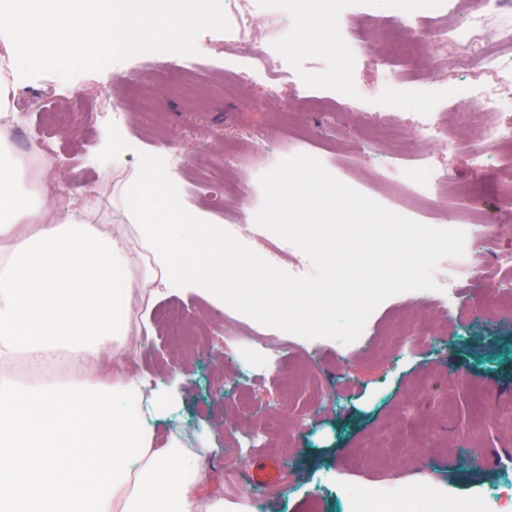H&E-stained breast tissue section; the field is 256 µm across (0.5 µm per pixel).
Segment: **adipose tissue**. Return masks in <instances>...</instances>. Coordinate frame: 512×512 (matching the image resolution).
Masks as SVG:
<instances>
[{
	"mask_svg": "<svg viewBox=\"0 0 512 512\" xmlns=\"http://www.w3.org/2000/svg\"><path fill=\"white\" fill-rule=\"evenodd\" d=\"M84 0H0V512H248V504L202 496L207 449L154 424L169 393L132 376L142 348L143 309L158 287L185 281L224 304V231L176 206L173 187L146 167L125 187L124 224H87L88 197L59 216L28 188L8 127L12 91L46 58L43 24L73 53L104 58L130 44L134 28L167 27L164 11L133 15L108 0L109 26L90 27ZM66 354V384L22 383L17 355L36 362Z\"/></svg>",
	"mask_w": 512,
	"mask_h": 512,
	"instance_id": "ef3b65f1",
	"label": "adipose tissue"
}]
</instances>
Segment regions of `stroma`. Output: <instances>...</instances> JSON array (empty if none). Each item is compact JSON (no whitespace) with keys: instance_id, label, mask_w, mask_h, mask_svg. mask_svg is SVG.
Returning a JSON list of instances; mask_svg holds the SVG:
<instances>
[{"instance_id":"stroma-1","label":"stroma","mask_w":512,"mask_h":512,"mask_svg":"<svg viewBox=\"0 0 512 512\" xmlns=\"http://www.w3.org/2000/svg\"><path fill=\"white\" fill-rule=\"evenodd\" d=\"M346 22L367 29L366 50L350 71L348 119L307 107L309 97L326 93L322 76L341 60L330 47L333 30L303 0H291L239 48L245 58L278 29L294 32L295 65L276 88L257 82L244 62L235 78L246 94L226 92L224 44L201 15L185 28L136 30L135 43L166 44L171 53H135L84 71L37 70L13 98L25 132L12 141L21 151L39 137L51 141L64 188L52 202L57 209L97 194L104 172L124 179L139 174L146 157L176 152L183 167L165 178L182 209L206 224L237 225L238 239L258 253L264 245L251 230L263 201L259 178L291 155L320 158L333 176L416 222L455 223V206H423L385 192L402 170L390 144L365 130L390 124L404 134L401 148L414 150L418 115L431 107L429 87L414 83L412 100L398 111L379 108L392 75L376 59L389 51L384 31L391 21L373 10L349 13ZM423 55L435 65L445 99H456L465 82L489 77L481 48L450 54L429 44ZM55 109L67 110L69 134L51 120ZM112 128L129 145L123 154L105 149ZM457 135L468 150L435 144L426 151L438 175L467 178L475 153L499 171L501 155L478 128ZM480 261L474 272L442 259L434 273L458 279L454 296H391L354 347L285 336L232 307L216 308L188 282L166 288L152 309L151 344L127 370L161 389L183 373L175 408L156 434L209 439L202 492L249 498L247 469L277 462L287 466L288 491L262 488L261 512H353L344 490L380 488L408 498L433 486L446 496V512L462 504L495 512L496 484L512 481V311L499 319L484 313L512 283L501 281L488 255ZM246 336L280 347L278 360L249 370L240 344Z\"/></svg>"}]
</instances>
